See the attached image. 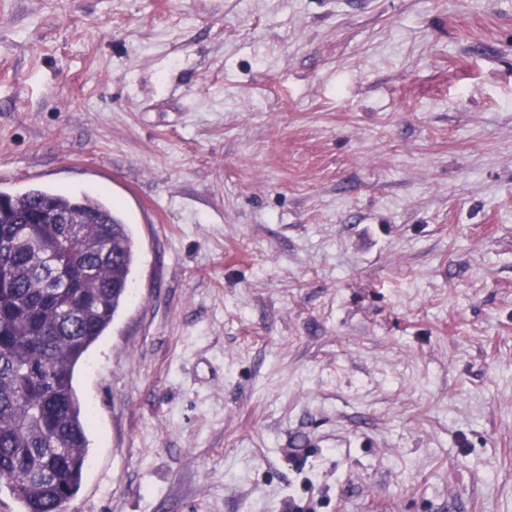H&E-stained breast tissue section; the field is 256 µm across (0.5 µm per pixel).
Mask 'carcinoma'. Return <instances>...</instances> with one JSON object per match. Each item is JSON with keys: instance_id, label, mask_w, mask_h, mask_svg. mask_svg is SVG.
<instances>
[{"instance_id": "obj_1", "label": "carcinoma", "mask_w": 512, "mask_h": 512, "mask_svg": "<svg viewBox=\"0 0 512 512\" xmlns=\"http://www.w3.org/2000/svg\"><path fill=\"white\" fill-rule=\"evenodd\" d=\"M42 209L78 224H32ZM74 268L68 286L43 250ZM135 243L116 206L46 186L0 190V483L22 512H66L87 461L74 370L130 294Z\"/></svg>"}]
</instances>
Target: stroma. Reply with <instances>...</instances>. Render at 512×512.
Wrapping results in <instances>:
<instances>
[{
    "mask_svg": "<svg viewBox=\"0 0 512 512\" xmlns=\"http://www.w3.org/2000/svg\"><path fill=\"white\" fill-rule=\"evenodd\" d=\"M111 200L68 512H512V0H0V170Z\"/></svg>",
    "mask_w": 512,
    "mask_h": 512,
    "instance_id": "1",
    "label": "stroma"
}]
</instances>
